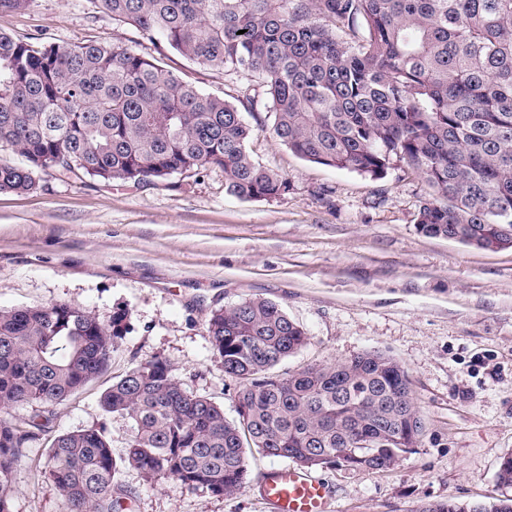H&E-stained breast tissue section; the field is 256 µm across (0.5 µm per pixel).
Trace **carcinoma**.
I'll return each instance as SVG.
<instances>
[{
	"mask_svg": "<svg viewBox=\"0 0 512 512\" xmlns=\"http://www.w3.org/2000/svg\"><path fill=\"white\" fill-rule=\"evenodd\" d=\"M207 67L258 76L275 140L323 166L380 179L398 159L431 189L417 228L479 248L512 242V0H94ZM238 107L204 94L122 46L35 44L0 32V192L27 193L35 174L104 184H164L207 168L240 199H277L288 181L247 145ZM213 351L234 378L238 421L195 394L156 358L118 376L100 396L132 433L116 456L105 423L57 434L45 474L61 512H125L115 480H147L228 495L248 479L246 449L326 465L392 468L425 426L407 370L376 351L286 377L273 373L308 344L277 303L244 299L209 312ZM129 330L123 310L101 320L66 304L0 309V512H12L11 474L30 443L53 429V407L107 370ZM512 486V452L496 472ZM419 512H512V497L422 505Z\"/></svg>",
	"mask_w": 512,
	"mask_h": 512,
	"instance_id": "carcinoma-1",
	"label": "carcinoma"
}]
</instances>
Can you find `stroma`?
<instances>
[{"instance_id": "35a3bbf8", "label": "stroma", "mask_w": 512, "mask_h": 512, "mask_svg": "<svg viewBox=\"0 0 512 512\" xmlns=\"http://www.w3.org/2000/svg\"><path fill=\"white\" fill-rule=\"evenodd\" d=\"M0 31L32 43L99 41L161 54L203 92L235 103L254 129L253 158L288 180L278 199L242 200L210 168L180 189L61 181L37 174L35 191L0 193V308L69 305L100 319L127 311L131 328L98 379L54 408V430L106 422L121 453L132 421L104 415L114 376L162 358L184 386L235 420L238 384L205 329L211 309L261 297L300 324L308 345L278 374L334 365L366 351L396 359L425 421L418 448L388 470L311 468L332 512H416L424 503L502 496L500 458L512 452V247L482 249L421 233L427 187L401 162L383 178L308 162L271 134L256 75L191 62L118 24L93 0H32L0 12ZM48 438L15 468L13 512H60L44 473ZM248 481L215 496L123 469L131 512H267L260 486L281 458L256 452Z\"/></svg>"}]
</instances>
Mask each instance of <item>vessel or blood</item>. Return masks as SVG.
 I'll use <instances>...</instances> for the list:
<instances>
[{
  "instance_id": "obj_1",
  "label": "vessel or blood",
  "mask_w": 512,
  "mask_h": 512,
  "mask_svg": "<svg viewBox=\"0 0 512 512\" xmlns=\"http://www.w3.org/2000/svg\"><path fill=\"white\" fill-rule=\"evenodd\" d=\"M268 512H329L328 487L318 478L292 467L268 473L261 486Z\"/></svg>"
}]
</instances>
